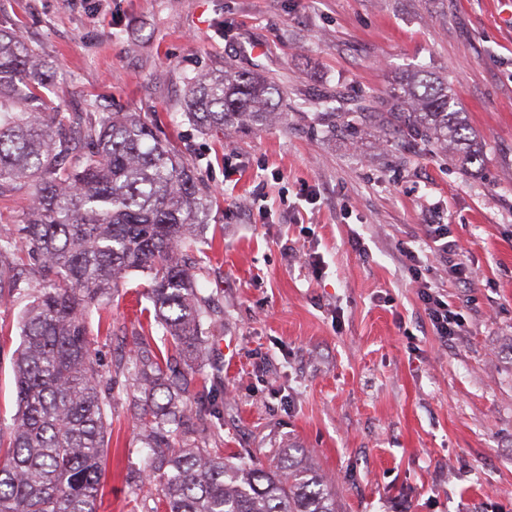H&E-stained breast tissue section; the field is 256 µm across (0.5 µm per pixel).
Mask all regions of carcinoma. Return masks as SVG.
Wrapping results in <instances>:
<instances>
[{
    "label": "carcinoma",
    "mask_w": 512,
    "mask_h": 512,
    "mask_svg": "<svg viewBox=\"0 0 512 512\" xmlns=\"http://www.w3.org/2000/svg\"><path fill=\"white\" fill-rule=\"evenodd\" d=\"M51 68L0 28V194L30 188L27 223L0 233V298H29L13 359L17 412L0 431V512H99L112 379L102 375L86 314L111 303L130 271L148 276L154 322L139 325L117 369L136 393L147 454L134 490L155 489L150 512H337L317 470L289 448L267 466L210 449L212 410L191 395L204 373L203 326L221 323L196 283L203 176L133 112L86 125L48 111L39 88ZM281 95L274 82L229 65L190 78L184 106L202 131L263 126ZM391 110L462 168L477 161L447 80L406 75ZM26 262L35 287L22 284Z\"/></svg>",
    "instance_id": "1"
}]
</instances>
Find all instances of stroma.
I'll list each match as a JSON object with an SVG mask.
<instances>
[{
    "mask_svg": "<svg viewBox=\"0 0 512 512\" xmlns=\"http://www.w3.org/2000/svg\"><path fill=\"white\" fill-rule=\"evenodd\" d=\"M0 26L52 62L54 110L140 113L201 171L220 452L307 453L339 512H512V0H0ZM228 63L282 87L271 123L203 132L185 117L189 79ZM416 69L447 79L479 163L384 137L387 92ZM429 224L462 245L470 287L442 264L409 271ZM427 282L464 317L453 342L433 333ZM146 283L126 275L111 333L90 314L114 395L99 512L153 505L131 490L142 455L114 372ZM21 316L0 300L5 426Z\"/></svg>",
    "mask_w": 512,
    "mask_h": 512,
    "instance_id": "35a3bbf8",
    "label": "stroma"
}]
</instances>
